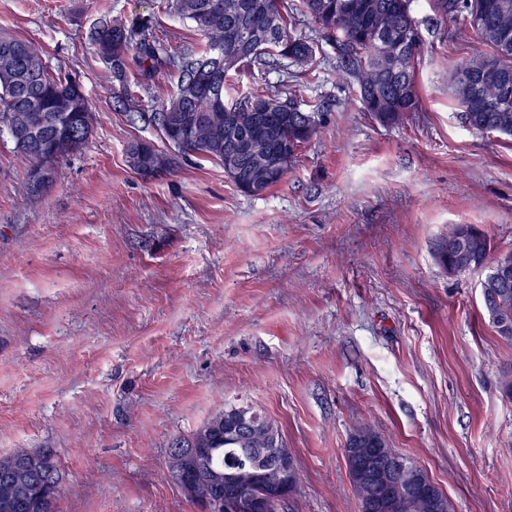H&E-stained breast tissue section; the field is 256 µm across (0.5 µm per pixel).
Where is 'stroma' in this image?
Returning <instances> with one entry per match:
<instances>
[{
    "mask_svg": "<svg viewBox=\"0 0 512 512\" xmlns=\"http://www.w3.org/2000/svg\"><path fill=\"white\" fill-rule=\"evenodd\" d=\"M150 16L173 49L198 47L160 0H0V37L79 76L94 131L50 188L0 137V453L52 448L58 512H202L170 478L173 439L228 403L280 428L299 484L285 512H359L343 448L368 426L421 466L454 512H512V342L484 317L485 270L433 257L473 224L512 253V139L470 128L448 90L480 51L473 32L415 0L421 110L384 126L336 70L311 19L318 78L233 75L230 95L326 102L286 178L241 193L204 160L146 179L134 140L154 125L112 108L89 32L101 15ZM462 228V224L451 225L448 233L440 237L434 245L436 262L446 271H448V265L453 266L459 260L461 237L457 235Z\"/></svg>",
    "mask_w": 512,
    "mask_h": 512,
    "instance_id": "obj_1",
    "label": "stroma"
}]
</instances>
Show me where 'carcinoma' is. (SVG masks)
<instances>
[{
  "mask_svg": "<svg viewBox=\"0 0 512 512\" xmlns=\"http://www.w3.org/2000/svg\"><path fill=\"white\" fill-rule=\"evenodd\" d=\"M511 4L508 12L499 10L501 2ZM214 3L219 9L211 8ZM414 0H164L163 9L190 23L206 39L200 52L185 51L169 55L153 36L149 18L102 19L91 33L96 56L107 64L111 82L118 84L120 93L113 97V109L124 113L132 124L142 120L139 91L147 89L162 64L178 73L175 90L151 113V121L160 124L168 120L171 129L159 149L148 142L144 145L145 160L157 155L166 157L168 171H174L182 160L197 157L224 165V157L234 149L235 134L226 129L224 115L236 117V127L250 122L251 105L264 106L282 100L280 94L254 92L226 99V85L231 73L241 69L277 66L289 60L301 67L300 77L314 73L316 47L314 42L296 31L295 17H309L336 46V69L356 84L364 112L383 117V124H398L420 111L416 90V65L422 52V38L413 17ZM474 6L482 24L468 19L469 6ZM276 9L279 25L271 27L266 20V8ZM436 6L453 20L469 26L486 51L456 64L450 76V90L462 109L466 123L483 131L488 123H496L512 137V97L495 93L487 86L482 90L488 101L481 106L472 102L470 85L459 78L460 72L482 65L498 67L512 77V48H505L500 36L503 29L512 32V0H439ZM239 31L243 42L231 45L226 41L227 29ZM273 29L279 39L288 43V54L279 52L276 43L266 40L258 31ZM9 44L20 55L22 64L18 77L7 78L0 71V133H5L15 149L32 166L46 165L57 175L59 163L80 151L93 129L91 104L85 93L77 90L72 76L47 65L42 52L32 43L0 38V52ZM220 51L221 61L213 62L214 72L210 92L195 94L190 89L200 60ZM300 122L277 121L270 127L269 146H288V154L277 172L259 188L242 184L230 172L227 178L241 192L259 196L278 185L296 162L302 148L317 134L324 116V103L311 102L300 106L288 99ZM203 114L208 129L192 140L179 131V119L187 112ZM84 129V136L73 144L63 141L67 129L74 125ZM34 131L47 140H59L55 154H36L17 137L19 132ZM462 225L453 224L435 245L436 262L443 268L459 260ZM491 250L487 236H472L466 240L467 271L481 269ZM494 298L484 307L489 323L497 333L512 340V272L505 274L500 284L494 273L484 279ZM247 412L259 420L248 436L232 434V424ZM282 438L274 421L252 406L227 405L216 411L189 437L177 438L178 448H170L167 468L171 478L191 501L200 505L214 501L211 512H224L215 501L224 499V482L216 477L224 468L247 461L251 448H272ZM62 476L57 455L52 448L28 451L16 450L0 454V512H57ZM360 512H387L374 506L376 491L369 485H357ZM409 512H452L447 496L437 487L430 493L412 494Z\"/></svg>",
  "mask_w": 512,
  "mask_h": 512,
  "instance_id": "1",
  "label": "carcinoma"
}]
</instances>
